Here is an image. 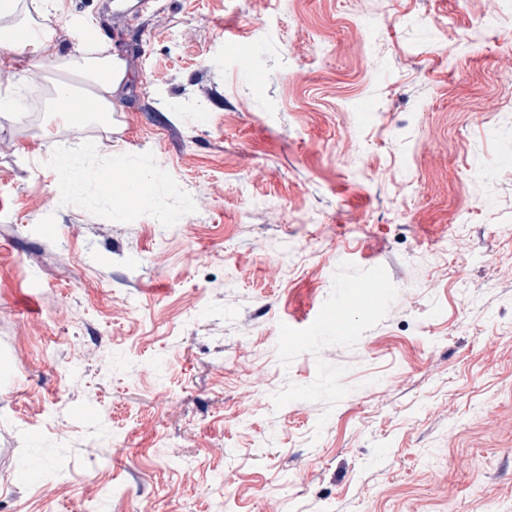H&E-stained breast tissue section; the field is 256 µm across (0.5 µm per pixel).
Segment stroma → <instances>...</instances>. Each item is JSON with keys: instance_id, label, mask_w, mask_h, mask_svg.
Here are the masks:
<instances>
[{"instance_id": "35a3bbf8", "label": "stroma", "mask_w": 512, "mask_h": 512, "mask_svg": "<svg viewBox=\"0 0 512 512\" xmlns=\"http://www.w3.org/2000/svg\"><path fill=\"white\" fill-rule=\"evenodd\" d=\"M162 6L45 17L64 53L124 28L115 110L79 128L51 96L85 80L9 51L0 503L512 512V0ZM84 153L146 172L137 220L66 190ZM374 274L387 301L286 344ZM57 169L62 176L65 187L72 194L78 195L83 186L88 184L84 178V173L90 168L83 165L79 159L70 155H61L56 159Z\"/></svg>"}]
</instances>
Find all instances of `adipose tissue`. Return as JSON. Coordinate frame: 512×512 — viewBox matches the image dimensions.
I'll return each mask as SVG.
<instances>
[{
  "mask_svg": "<svg viewBox=\"0 0 512 512\" xmlns=\"http://www.w3.org/2000/svg\"><path fill=\"white\" fill-rule=\"evenodd\" d=\"M22 34L30 37L28 45L33 56V68L81 72L91 87L89 115L112 111L113 97L126 78V67L118 55L112 54L107 44L80 41L69 54H60L52 36L42 31L40 23L29 10L22 8L20 0H0V48L5 51L0 57L1 70L13 68L14 61L6 51Z\"/></svg>",
  "mask_w": 512,
  "mask_h": 512,
  "instance_id": "obj_1",
  "label": "adipose tissue"
}]
</instances>
